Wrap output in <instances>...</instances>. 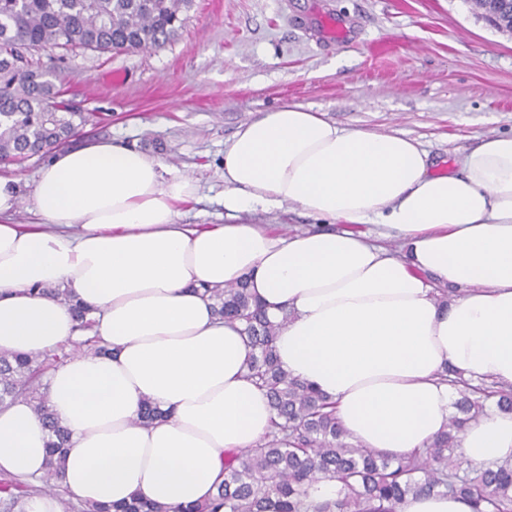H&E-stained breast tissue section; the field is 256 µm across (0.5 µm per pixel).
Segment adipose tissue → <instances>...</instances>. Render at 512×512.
<instances>
[{
	"instance_id": "1",
	"label": "adipose tissue",
	"mask_w": 512,
	"mask_h": 512,
	"mask_svg": "<svg viewBox=\"0 0 512 512\" xmlns=\"http://www.w3.org/2000/svg\"><path fill=\"white\" fill-rule=\"evenodd\" d=\"M439 173L417 139L346 131L285 103L224 146V209L297 204L330 231L178 223L190 179L110 140L54 152L32 191L35 224L0 222V352L77 339L63 285L94 310L105 355H74L45 399L70 433L59 484L110 504L139 495L177 512L208 500L224 453L255 447L272 410L246 376L250 348L203 294L243 279L280 328L278 362L337 402L348 439L392 458L448 426L454 390L512 384V134L485 138ZM399 242L391 253L366 224ZM461 289L448 304L441 287ZM167 418L144 427V402ZM48 432L23 401L0 409V470L40 477ZM465 459L512 458V413L488 410L460 435Z\"/></svg>"
}]
</instances>
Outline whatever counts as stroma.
Listing matches in <instances>:
<instances>
[{
  "mask_svg": "<svg viewBox=\"0 0 512 512\" xmlns=\"http://www.w3.org/2000/svg\"><path fill=\"white\" fill-rule=\"evenodd\" d=\"M182 19L157 50L31 54L61 72L65 100L100 117L90 138L157 155L194 180L179 223H226L224 144L284 102L346 130L405 133L443 172L456 151L512 133V33L471 0H193ZM43 165L0 162L20 187L12 223L35 222ZM241 219L278 233L326 226L297 205Z\"/></svg>",
  "mask_w": 512,
  "mask_h": 512,
  "instance_id": "1",
  "label": "stroma"
}]
</instances>
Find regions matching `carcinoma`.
I'll return each mask as SVG.
<instances>
[{
  "instance_id": "carcinoma-1",
  "label": "carcinoma",
  "mask_w": 512,
  "mask_h": 512,
  "mask_svg": "<svg viewBox=\"0 0 512 512\" xmlns=\"http://www.w3.org/2000/svg\"><path fill=\"white\" fill-rule=\"evenodd\" d=\"M192 0H0V162L47 156L84 133L89 116L59 100L62 75L34 65L29 50L54 46L121 54L157 49L178 36L180 13ZM67 304L84 331L94 328L93 309L61 287L41 289ZM216 313L241 325L251 348L248 377L266 392L274 419L258 444L224 451V482L212 499L181 512H395L409 496L437 494L464 501L471 512H512V460L473 469L453 459L459 434L493 405L512 412V385H472L445 368L441 381L458 390L457 414L427 448L391 459L347 441L336 402L285 372L277 361L280 324L252 300L247 282L205 289ZM72 348L106 352L98 336ZM70 356L65 347L31 357L0 352V407L27 401L48 427L46 472L22 482L28 495L49 493L65 466L69 433L55 421L42 396L44 373ZM334 481L337 497L315 508L308 489ZM82 512H168L139 495L111 507L84 505Z\"/></svg>"
}]
</instances>
